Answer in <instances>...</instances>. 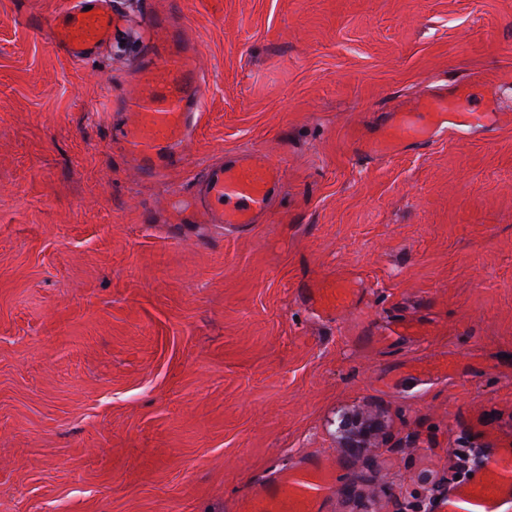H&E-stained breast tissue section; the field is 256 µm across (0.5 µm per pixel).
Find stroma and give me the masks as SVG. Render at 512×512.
I'll use <instances>...</instances> for the list:
<instances>
[{
    "mask_svg": "<svg viewBox=\"0 0 512 512\" xmlns=\"http://www.w3.org/2000/svg\"><path fill=\"white\" fill-rule=\"evenodd\" d=\"M58 7L0 0V512H237L309 456L324 512H401L512 450V0H114L85 62ZM175 45L204 117L149 180L122 102ZM462 85L489 127L362 151ZM249 155L283 170L258 223H178ZM345 413L381 424L363 456ZM350 288L336 285V288H314L309 290L311 306L319 314L335 313L353 304Z\"/></svg>",
    "mask_w": 512,
    "mask_h": 512,
    "instance_id": "1",
    "label": "stroma"
}]
</instances>
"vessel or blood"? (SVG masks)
Returning a JSON list of instances; mask_svg holds the SVG:
<instances>
[{
    "mask_svg": "<svg viewBox=\"0 0 512 512\" xmlns=\"http://www.w3.org/2000/svg\"><path fill=\"white\" fill-rule=\"evenodd\" d=\"M63 19L52 28L57 48L75 60L97 54L112 35L116 17L110 0H66ZM137 91L125 99L135 121L122 135L124 152L150 177L162 176L194 130L203 105L195 60L188 54L172 52L135 71ZM460 99L437 96L419 107L394 113L377 136L365 140L367 153L393 156L409 144L436 142L448 129L449 118L460 112ZM280 167L259 156H245L230 163L208 166L203 195L208 206V223L248 225L255 223L282 182ZM311 306L321 314L349 308L350 289L314 288ZM488 475L479 482L455 485L442 500L443 512H478L480 498L506 491L512 498V461L492 460ZM330 490L329 472L318 460L296 463L288 473L271 480L247 499L243 512H321Z\"/></svg>",
    "mask_w": 512,
    "mask_h": 512,
    "instance_id": "obj_1",
    "label": "vessel or blood"
}]
</instances>
